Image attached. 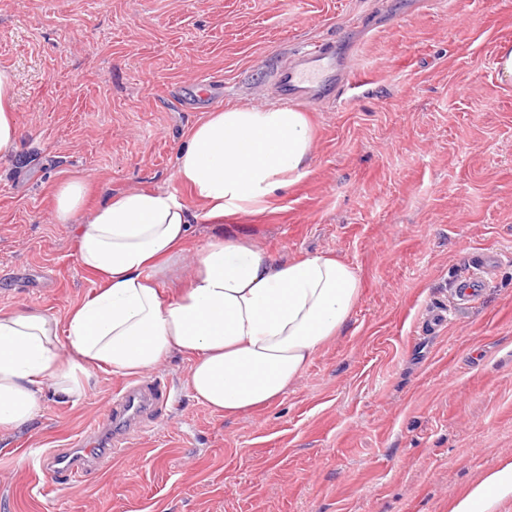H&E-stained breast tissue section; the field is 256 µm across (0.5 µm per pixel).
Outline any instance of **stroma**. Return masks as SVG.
<instances>
[{
	"label": "stroma",
	"mask_w": 512,
	"mask_h": 512,
	"mask_svg": "<svg viewBox=\"0 0 512 512\" xmlns=\"http://www.w3.org/2000/svg\"><path fill=\"white\" fill-rule=\"evenodd\" d=\"M329 38L364 85L306 108L303 175L228 229L277 260L351 264L363 288L345 328L241 417L197 403L187 361L169 359L153 375L175 404L77 484L39 459L90 437L126 381L98 373L76 402L45 389L0 435V512H448L512 457V83L496 67L512 0H0L20 132L0 161V308L61 317L98 286L73 226L52 221L59 184L83 178L90 208L154 189L201 209L174 176L189 129L272 102L273 67ZM468 253L496 256L497 285L461 307Z\"/></svg>",
	"instance_id": "35a3bbf8"
}]
</instances>
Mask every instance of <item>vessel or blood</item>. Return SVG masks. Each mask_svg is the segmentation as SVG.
<instances>
[{
    "label": "vessel or blood",
    "instance_id": "obj_1",
    "mask_svg": "<svg viewBox=\"0 0 512 512\" xmlns=\"http://www.w3.org/2000/svg\"><path fill=\"white\" fill-rule=\"evenodd\" d=\"M271 78L279 101L307 106L324 100L331 92L344 94L363 80L350 58L333 43H315L297 51L295 63L273 69ZM490 266L487 260L462 266L457 288L460 302L471 303L480 297L488 283L485 273ZM171 400L170 388L159 379L127 387L108 408L113 428L78 442L68 456L47 457L45 464L52 470L57 484L81 481L91 466L120 455L126 446L124 421L140 420Z\"/></svg>",
    "mask_w": 512,
    "mask_h": 512
}]
</instances>
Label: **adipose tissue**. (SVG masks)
Masks as SVG:
<instances>
[{
	"label": "adipose tissue",
	"mask_w": 512,
	"mask_h": 512,
	"mask_svg": "<svg viewBox=\"0 0 512 512\" xmlns=\"http://www.w3.org/2000/svg\"><path fill=\"white\" fill-rule=\"evenodd\" d=\"M13 72L0 68V160L15 156ZM313 152L303 112L280 103L215 110L188 132L175 176L202 200L134 189L86 209L83 180L62 182L53 217L78 227V262L98 291L64 316L0 309V431L40 411L45 387L81 399L94 373L146 374L189 360L187 386L213 413L246 415L274 404L346 325L362 289L329 254L278 261L253 242L215 234L199 246L170 297L159 276L181 261L195 222L265 210L296 182ZM512 498V458L483 473L448 512H497Z\"/></svg>",
	"instance_id": "ef3b65f1"
}]
</instances>
